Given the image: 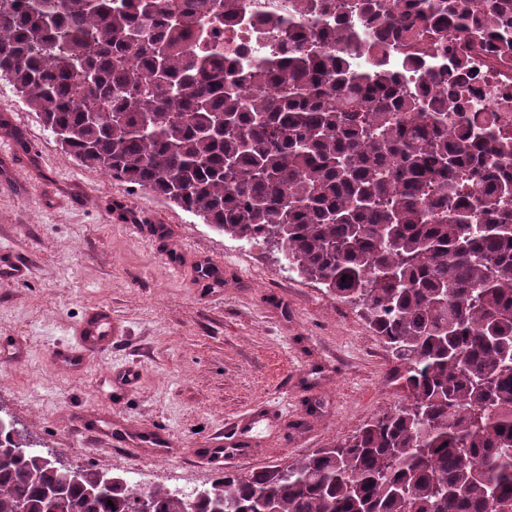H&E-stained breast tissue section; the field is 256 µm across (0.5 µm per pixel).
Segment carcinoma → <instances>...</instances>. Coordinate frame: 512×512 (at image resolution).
Returning <instances> with one entry per match:
<instances>
[{
  "label": "carcinoma",
  "instance_id": "obj_1",
  "mask_svg": "<svg viewBox=\"0 0 512 512\" xmlns=\"http://www.w3.org/2000/svg\"><path fill=\"white\" fill-rule=\"evenodd\" d=\"M284 56L222 68L205 22L238 0H0V77L78 164L144 188L361 311L405 402L283 468L177 492L105 485L32 455L0 417V512H512V131H454L453 83L415 98L381 63L391 38L448 42L512 0H364ZM113 505H108V502ZM363 0H339L338 9L333 20L339 23L348 22L352 26H362L363 14L361 5Z\"/></svg>",
  "mask_w": 512,
  "mask_h": 512
}]
</instances>
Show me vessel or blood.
I'll return each mask as SVG.
<instances>
[{"label": "vessel or blood", "mask_w": 512, "mask_h": 512, "mask_svg": "<svg viewBox=\"0 0 512 512\" xmlns=\"http://www.w3.org/2000/svg\"><path fill=\"white\" fill-rule=\"evenodd\" d=\"M119 333L120 328L113 321L109 311L102 308L91 309L74 329V344L60 348L56 354V360L58 364L69 369H85L94 357L111 349ZM138 378V370L131 366L114 371L112 374L113 402H120ZM281 438L282 428L279 417L268 410L259 409L247 421L237 424L232 430L221 433L203 447L195 449L194 455L216 468L224 464L225 449H233L238 458H249L254 455L256 446L266 441H278ZM145 439L162 443L171 449L176 446L171 434L164 429H155L144 438L119 430L112 433L113 445L129 453L134 452Z\"/></svg>", "instance_id": "obj_1"}]
</instances>
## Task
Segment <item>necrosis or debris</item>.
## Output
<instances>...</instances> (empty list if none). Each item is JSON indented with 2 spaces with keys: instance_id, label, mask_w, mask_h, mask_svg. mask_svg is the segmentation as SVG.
I'll return each instance as SVG.
<instances>
[{
  "instance_id": "4bbe7bcc",
  "label": "necrosis or debris",
  "mask_w": 512,
  "mask_h": 512,
  "mask_svg": "<svg viewBox=\"0 0 512 512\" xmlns=\"http://www.w3.org/2000/svg\"><path fill=\"white\" fill-rule=\"evenodd\" d=\"M241 7L236 22L214 21L209 24L207 40L220 47L224 54L235 55L240 64L251 66L262 59L276 55L281 49V37L273 28L260 29V15L274 12L288 21L291 28L314 27L313 18L299 16L296 0H240ZM491 34L472 37L465 42L449 38L447 51H440L430 41L409 45L396 44L389 48L388 58L398 60L412 54L417 58L416 70L395 67L393 73L403 90L414 96H423L425 85L422 77L432 72L440 85L456 82L462 89H478L473 103L459 112L456 123L464 128L474 122L476 113H495L498 121L512 128V52L501 54L498 50V31L512 33V13L496 17Z\"/></svg>"
}]
</instances>
